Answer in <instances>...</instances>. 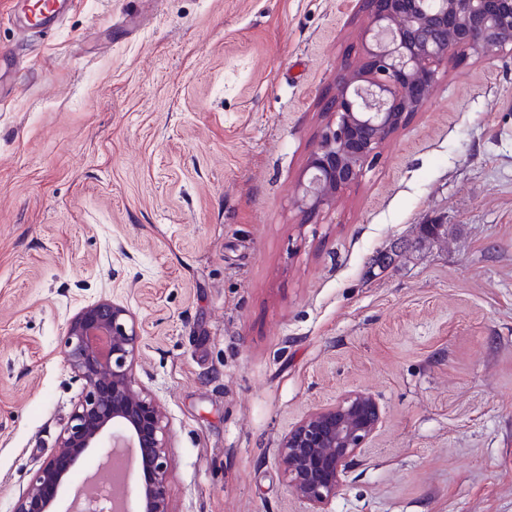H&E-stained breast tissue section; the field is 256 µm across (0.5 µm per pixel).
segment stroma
<instances>
[{"label": "stroma", "mask_w": 512, "mask_h": 512, "mask_svg": "<svg viewBox=\"0 0 512 512\" xmlns=\"http://www.w3.org/2000/svg\"><path fill=\"white\" fill-rule=\"evenodd\" d=\"M134 15L138 27L122 25ZM362 0H75L0 98V512L82 383L108 297L164 405L173 512H305L275 457L347 390L382 411L331 512H512V50L449 58L358 185L297 187ZM444 224L445 241L418 244Z\"/></svg>", "instance_id": "obj_1"}]
</instances>
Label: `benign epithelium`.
Here are the masks:
<instances>
[{
  "label": "benign epithelium",
  "instance_id": "obj_1",
  "mask_svg": "<svg viewBox=\"0 0 512 512\" xmlns=\"http://www.w3.org/2000/svg\"><path fill=\"white\" fill-rule=\"evenodd\" d=\"M368 22L356 64H341L336 96L297 190L308 212L332 206L358 184L383 143L419 111L447 56L512 47V0H366ZM142 336L134 314L103 297L69 320L61 340L66 367L83 390L54 453L18 496L13 512H58L70 469L94 452L110 464L126 449L137 454L141 480L135 506L106 512H171L168 495L172 436L164 406L136 391L134 364ZM381 408L366 390H350L308 411L280 439L283 478L307 512H330L351 463L371 444Z\"/></svg>",
  "mask_w": 512,
  "mask_h": 512
}]
</instances>
